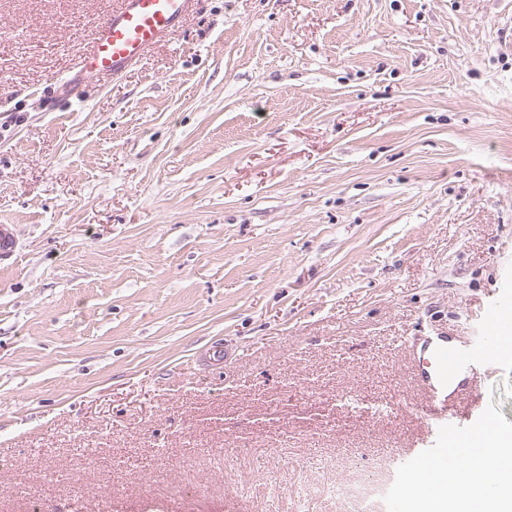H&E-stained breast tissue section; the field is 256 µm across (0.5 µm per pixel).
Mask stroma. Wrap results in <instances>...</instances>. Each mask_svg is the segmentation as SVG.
Instances as JSON below:
<instances>
[{"instance_id": "stroma-1", "label": "stroma", "mask_w": 512, "mask_h": 512, "mask_svg": "<svg viewBox=\"0 0 512 512\" xmlns=\"http://www.w3.org/2000/svg\"><path fill=\"white\" fill-rule=\"evenodd\" d=\"M111 9L0 0V512H360L442 442L405 342L512 308V0H197L69 83Z\"/></svg>"}]
</instances>
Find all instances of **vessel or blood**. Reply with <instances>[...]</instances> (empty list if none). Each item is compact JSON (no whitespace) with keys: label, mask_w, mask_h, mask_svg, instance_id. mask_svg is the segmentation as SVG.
<instances>
[{"label":"vessel or blood","mask_w":512,"mask_h":512,"mask_svg":"<svg viewBox=\"0 0 512 512\" xmlns=\"http://www.w3.org/2000/svg\"><path fill=\"white\" fill-rule=\"evenodd\" d=\"M116 6L95 23L93 36L80 61L81 78L107 73L118 76L173 34L195 0H115ZM512 346V311L495 309L486 315L484 335L461 344L449 336L424 341L412 355L420 364L419 378L435 413L448 411L453 399L467 391L476 371L475 357L496 362ZM465 449L418 448L403 466L405 491L397 495L395 512H404L407 490L446 479L462 468Z\"/></svg>","instance_id":"1"}]
</instances>
